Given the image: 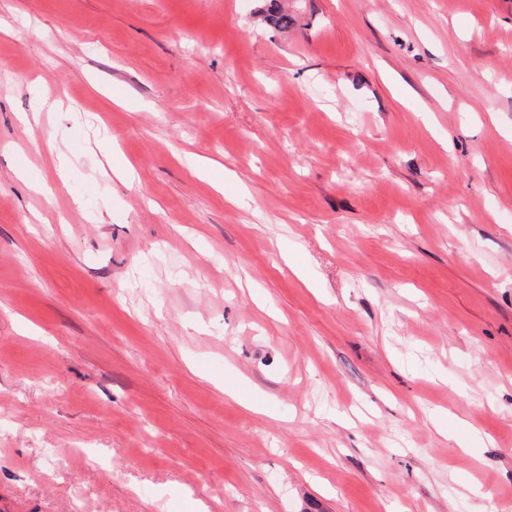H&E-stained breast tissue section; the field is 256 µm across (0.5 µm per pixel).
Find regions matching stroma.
Wrapping results in <instances>:
<instances>
[{
    "label": "stroma",
    "instance_id": "1",
    "mask_svg": "<svg viewBox=\"0 0 512 512\" xmlns=\"http://www.w3.org/2000/svg\"><path fill=\"white\" fill-rule=\"evenodd\" d=\"M279 2L0 0V512H512V0Z\"/></svg>",
    "mask_w": 512,
    "mask_h": 512
}]
</instances>
